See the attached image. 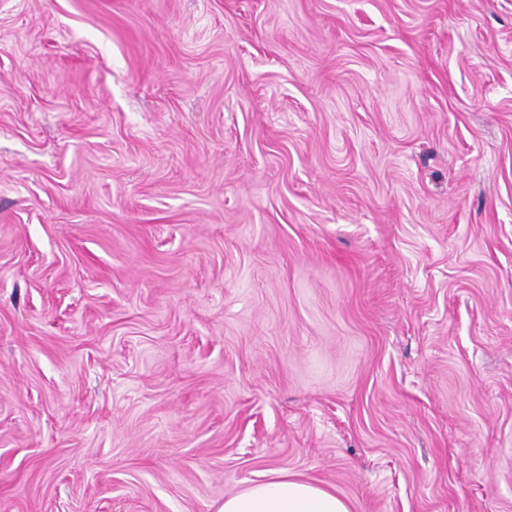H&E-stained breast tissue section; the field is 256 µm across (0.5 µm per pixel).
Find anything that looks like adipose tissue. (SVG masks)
Segmentation results:
<instances>
[{"instance_id": "1", "label": "adipose tissue", "mask_w": 512, "mask_h": 512, "mask_svg": "<svg viewBox=\"0 0 512 512\" xmlns=\"http://www.w3.org/2000/svg\"><path fill=\"white\" fill-rule=\"evenodd\" d=\"M219 512H350L335 491L272 470L224 500Z\"/></svg>"}]
</instances>
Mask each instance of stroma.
Instances as JSON below:
<instances>
[{"label":"stroma","instance_id":"obj_1","mask_svg":"<svg viewBox=\"0 0 512 512\" xmlns=\"http://www.w3.org/2000/svg\"><path fill=\"white\" fill-rule=\"evenodd\" d=\"M512 512V0H0V512ZM218 512H351L348 503L324 486L270 470L262 480L224 500Z\"/></svg>","mask_w":512,"mask_h":512}]
</instances>
